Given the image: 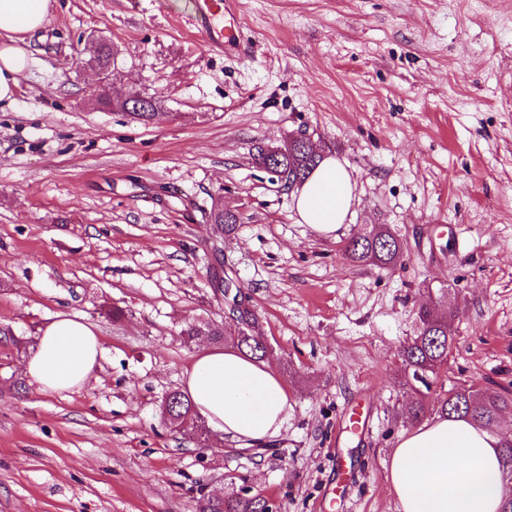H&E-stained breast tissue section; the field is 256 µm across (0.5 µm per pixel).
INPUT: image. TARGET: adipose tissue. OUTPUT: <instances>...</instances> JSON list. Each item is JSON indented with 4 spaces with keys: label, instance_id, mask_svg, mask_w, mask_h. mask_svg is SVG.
<instances>
[{
    "label": "adipose tissue",
    "instance_id": "ef3b65f1",
    "mask_svg": "<svg viewBox=\"0 0 512 512\" xmlns=\"http://www.w3.org/2000/svg\"><path fill=\"white\" fill-rule=\"evenodd\" d=\"M50 0H0V102L13 99L29 65L19 46L39 29ZM355 200L343 164L327 158L294 195L300 223L335 235ZM102 351L100 336L67 312L41 332L26 368L43 393L81 388ZM185 392L223 439L265 443L288 419V394L269 362L235 348L206 347L183 374ZM502 433L463 418L438 417L405 431L390 457L386 483L399 512H500Z\"/></svg>",
    "mask_w": 512,
    "mask_h": 512
}]
</instances>
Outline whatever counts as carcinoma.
I'll return each instance as SVG.
<instances>
[{
	"instance_id": "carcinoma-1",
	"label": "carcinoma",
	"mask_w": 512,
	"mask_h": 512,
	"mask_svg": "<svg viewBox=\"0 0 512 512\" xmlns=\"http://www.w3.org/2000/svg\"><path fill=\"white\" fill-rule=\"evenodd\" d=\"M157 101L150 99L140 103V108L127 111L132 120L148 124L155 117ZM252 159L262 168L282 175L291 184L304 183L318 166L322 156L314 157L305 148V140L292 137L280 147L256 143ZM208 218L228 233L238 223L235 215L226 214L219 207L211 208ZM346 259L359 265L388 268L395 266L404 256L403 241L384 227L361 229L352 234L343 249ZM444 296L431 305H422L416 312V331L401 348L399 358L404 375V386L414 393V400L406 408L407 418L414 422L437 412L443 416H464L478 425L494 429L503 412L512 409V391L487 392L466 386H456L443 391L439 405L430 406L429 396L443 384L448 369V357L455 347L456 338L451 320L456 309L441 306ZM258 328L254 317L245 316L239 322H196L187 324L182 331L186 339L208 336L217 342L228 341L257 359L266 355V348L257 339ZM195 410L191 400L180 391L171 394V413L184 417ZM266 500L243 495L237 491L224 494V499L202 497L198 512H264Z\"/></svg>"
}]
</instances>
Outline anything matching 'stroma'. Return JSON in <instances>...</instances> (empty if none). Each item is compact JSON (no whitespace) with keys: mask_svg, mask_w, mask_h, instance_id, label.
<instances>
[{"mask_svg":"<svg viewBox=\"0 0 512 512\" xmlns=\"http://www.w3.org/2000/svg\"><path fill=\"white\" fill-rule=\"evenodd\" d=\"M239 2L246 59L208 50L193 0H52L25 37L0 103V512H196L244 488L278 512H398V353L442 289L447 385L512 390V0ZM94 36L112 44L110 96L155 98L153 123L94 106ZM299 135L355 185L335 237L251 159ZM215 199L233 232L206 222ZM366 224L403 239L396 266L345 259ZM218 277L288 388L260 446L206 448L161 419L210 343L185 341L186 320L224 319ZM60 311L104 352L82 388L43 394L26 360Z\"/></svg>","mask_w":512,"mask_h":512,"instance_id":"obj_1","label":"stroma"}]
</instances>
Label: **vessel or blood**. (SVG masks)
I'll list each match as a JSON object with an SVG mask.
<instances>
[{
	"instance_id": "b4317fda",
	"label": "vessel or blood",
	"mask_w": 512,
	"mask_h": 512,
	"mask_svg": "<svg viewBox=\"0 0 512 512\" xmlns=\"http://www.w3.org/2000/svg\"><path fill=\"white\" fill-rule=\"evenodd\" d=\"M193 23L208 37V48L214 52L232 49L240 57H249L251 46L235 34L239 15L234 0H194Z\"/></svg>"
}]
</instances>
